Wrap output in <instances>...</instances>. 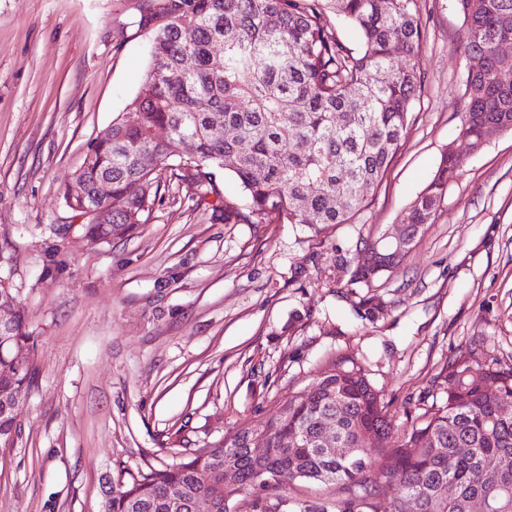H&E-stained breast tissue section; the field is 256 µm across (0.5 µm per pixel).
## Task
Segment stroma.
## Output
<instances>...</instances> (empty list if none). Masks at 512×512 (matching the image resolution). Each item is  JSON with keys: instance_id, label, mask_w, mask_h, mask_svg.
<instances>
[{"instance_id": "35a3bbf8", "label": "stroma", "mask_w": 512, "mask_h": 512, "mask_svg": "<svg viewBox=\"0 0 512 512\" xmlns=\"http://www.w3.org/2000/svg\"><path fill=\"white\" fill-rule=\"evenodd\" d=\"M421 10V90L353 223L228 224L214 205L242 199L230 173L202 197L165 168L147 222L99 243L63 192L147 73L137 2L0 0V278L38 367L0 512H99L108 479L259 425L335 360L363 367L399 425L445 400L450 359L474 349L512 367V131L468 148L463 18L456 0ZM449 147L460 176L434 223L398 267L351 283L362 240L403 223ZM346 496L302 481L277 512H336Z\"/></svg>"}]
</instances>
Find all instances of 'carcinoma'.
<instances>
[{
  "mask_svg": "<svg viewBox=\"0 0 512 512\" xmlns=\"http://www.w3.org/2000/svg\"><path fill=\"white\" fill-rule=\"evenodd\" d=\"M466 27L465 54L484 60L470 72L462 96L460 137L476 143L491 125L512 131V71L495 62L494 47L512 38V0H457ZM352 28L360 49L336 33L330 16ZM151 34L146 78L130 103L133 117L118 116L96 137L75 179L83 204L112 212V223L133 233L155 205L159 167L171 168L201 195L213 191V170L240 183L244 203L218 198L226 224H306L316 232L349 224L364 207L401 147L421 88L418 59L423 21L420 0H140L134 21ZM408 57L394 64L395 52ZM216 126L235 135L218 138ZM192 156L180 153L184 139ZM459 177L445 150L437 170L406 215L422 230L434 222L448 185ZM112 183V195L97 186ZM86 235L110 237L91 218ZM26 319L16 310L10 334L28 342ZM474 366L475 380L466 375ZM12 372V388L37 379L27 361ZM448 392L401 428L363 368L333 362L310 389L288 405V420L275 411L261 425L272 452L249 455L253 428L240 427L210 451L239 462L240 495L250 512H268L267 496L297 481L341 484L348 497L336 512H376L377 488L399 486L390 512H512V413L499 412L497 394L512 398V368L482 363L476 351L448 361ZM18 410L0 382V463L18 436ZM336 416L339 440L359 447L363 427L376 440L355 461L330 456L318 445L319 422ZM466 452H461V449ZM500 464L496 482L483 476L486 458ZM200 458L191 456L129 475L103 502V512H169L168 501L188 503L199 493L214 512H228L224 488L195 482ZM457 496L438 497L444 483Z\"/></svg>",
  "mask_w": 512,
  "mask_h": 512,
  "instance_id": "cac0c4a2",
  "label": "carcinoma"
}]
</instances>
